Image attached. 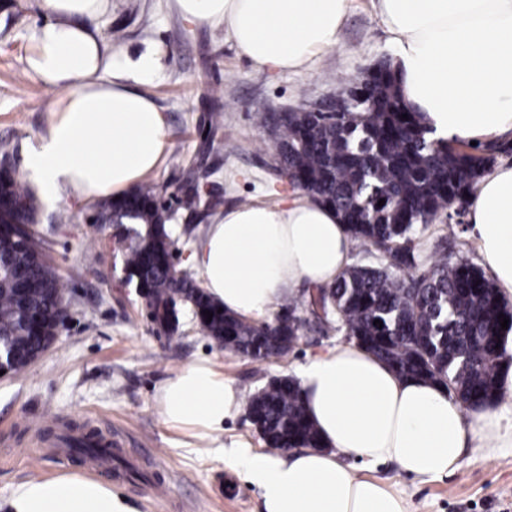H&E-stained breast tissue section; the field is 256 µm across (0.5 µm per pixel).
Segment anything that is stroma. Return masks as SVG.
Listing matches in <instances>:
<instances>
[{
    "label": "stroma",
    "instance_id": "1",
    "mask_svg": "<svg viewBox=\"0 0 512 512\" xmlns=\"http://www.w3.org/2000/svg\"><path fill=\"white\" fill-rule=\"evenodd\" d=\"M48 19L42 0H0V153L27 181L28 156L61 96L25 64L35 32ZM95 24L107 39L112 30L123 33L121 42L108 39L112 56L133 62L149 53L157 61L156 77L135 88L163 113L171 147L148 181L162 196L180 199L185 181L172 163L177 156L193 165L201 192L222 200L219 210L202 215L175 207L169 229L181 270L190 269L194 244L225 210L307 199L272 167L257 111L314 103L394 56L372 0H349L339 44L294 72L253 67L223 25L186 19L176 0H112ZM215 112L223 113L224 125L214 131L208 117ZM93 212L89 200L39 201L37 227L68 285L70 316L52 348L20 378H0V512H8L18 484L65 473L111 484L137 512H261L257 489L229 464L240 449L267 451L246 412L226 420L220 432L174 428L164 421L160 388L185 365L205 362L247 397L344 343V331H304L286 358L265 361L235 355L199 334L186 308L179 334H157L125 280L113 228L91 222ZM90 251L99 260L89 268ZM415 252L425 263L442 256L479 259L463 216L442 215L419 230ZM65 429L76 437L109 431L121 438V461L138 469L137 479L55 448L51 435ZM353 467L399 495L407 512H512V447L489 456L466 449L460 467L436 479L405 476L392 463Z\"/></svg>",
    "mask_w": 512,
    "mask_h": 512
}]
</instances>
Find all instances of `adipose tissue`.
Here are the masks:
<instances>
[{"label":"adipose tissue","mask_w":512,"mask_h":512,"mask_svg":"<svg viewBox=\"0 0 512 512\" xmlns=\"http://www.w3.org/2000/svg\"><path fill=\"white\" fill-rule=\"evenodd\" d=\"M198 23H220L258 68L294 71L333 48L349 0H177ZM112 0H42L50 19L27 63L63 89L56 117L29 156L42 195H119L168 151L165 119L131 81L156 71L151 54L129 63L107 55L91 21ZM395 46L394 69L408 111L434 138L491 143L512 136V0H376ZM111 80H104V72ZM473 239L497 288L512 294V167L478 183L468 213ZM350 237L335 210L313 201L228 210L190 261L212 297L241 317L265 314L301 287L332 284L349 263ZM321 447L281 455L241 449L233 461L257 488L262 512H406L379 482L361 479L354 458L391 462L406 475L457 469L467 446L503 444L498 408L471 411L435 381L399 377L363 347L339 344L299 375ZM241 395L204 364L184 367L161 394L167 424L217 431ZM13 512H133L110 485L83 475L19 484Z\"/></svg>","instance_id":"adipose-tissue-1"}]
</instances>
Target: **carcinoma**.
Segmentation results:
<instances>
[{"instance_id":"carcinoma-1","label":"carcinoma","mask_w":512,"mask_h":512,"mask_svg":"<svg viewBox=\"0 0 512 512\" xmlns=\"http://www.w3.org/2000/svg\"><path fill=\"white\" fill-rule=\"evenodd\" d=\"M359 87L361 99L351 112L257 113L274 168L334 208L351 240L381 257L376 265L347 268L306 299L286 300L273 321L218 312L222 304L192 274L171 269L169 217L154 183L100 200L95 221L117 228L127 281L143 295L156 331H179L180 309L189 307L198 332L224 349L255 361L282 359L308 324L298 309L315 316L321 308L325 323L337 317L347 336L398 374L441 382L466 407L489 405L498 396V359L512 333V305L467 259H438L420 268L411 235L464 202L493 157L485 145L429 138L417 114L403 109L390 66L367 75ZM0 193L17 207L0 212V225L12 227L0 234V347L14 356L9 374L20 376L69 316L67 285L41 239L28 230L37 223V197L11 165ZM183 204L192 212L201 205L212 211L220 201L193 192ZM17 268L25 270L31 288L25 308L14 293ZM205 310L213 313L209 323ZM501 313L508 319L505 330ZM248 413L271 451L319 447L294 380L269 381L248 400ZM73 452L95 460L110 449L83 437Z\"/></svg>"}]
</instances>
